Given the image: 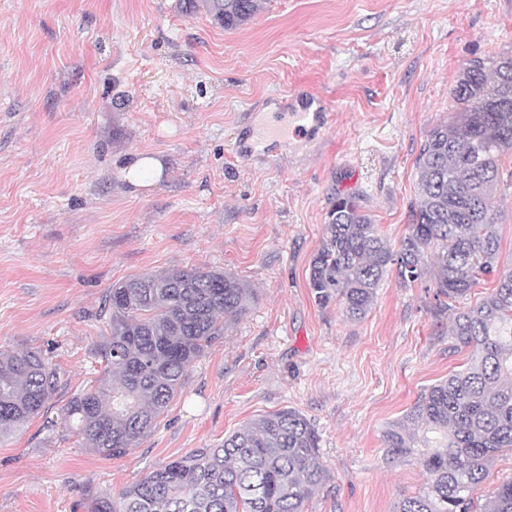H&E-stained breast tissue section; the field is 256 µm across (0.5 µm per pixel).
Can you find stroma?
<instances>
[{
  "instance_id": "stroma-1",
  "label": "stroma",
  "mask_w": 512,
  "mask_h": 512,
  "mask_svg": "<svg viewBox=\"0 0 512 512\" xmlns=\"http://www.w3.org/2000/svg\"><path fill=\"white\" fill-rule=\"evenodd\" d=\"M503 51L512 0H267L234 31L190 0H0V348L62 373L46 417L0 441V512H86L92 494L288 407L320 436L325 480L304 512H393L421 494L418 456L388 455L383 432L469 353L422 286L387 276L351 322L316 304L309 265L340 194L399 243L426 132L451 118L465 64ZM303 80L330 100V129L267 151ZM140 154L164 171L135 188ZM493 207L497 272L457 309L512 270V188ZM172 268L232 273L257 298L152 432L100 456L58 418L102 374V299Z\"/></svg>"
}]
</instances>
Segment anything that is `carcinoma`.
Instances as JSON below:
<instances>
[{"mask_svg":"<svg viewBox=\"0 0 512 512\" xmlns=\"http://www.w3.org/2000/svg\"><path fill=\"white\" fill-rule=\"evenodd\" d=\"M264 0H205L226 30L247 24ZM512 52L470 61L452 89L454 113L426 133L415 160L409 231L396 246L352 196L327 214L308 284L321 307L350 320L371 309L382 280L427 284L439 317L493 272L499 238L490 200L512 154ZM252 288L231 273L171 269L131 276L108 291L105 333L93 356L97 385L73 393L62 424L105 457L127 453L150 432L194 361L244 315ZM456 349L467 367L425 389L383 438L395 456L419 455L427 491L400 499L394 512H470L469 492L491 460L512 451V272L472 308L453 313ZM60 371L42 353L0 350V439L47 413ZM320 437L299 411L262 415L210 448H195L124 488L90 499L87 512H303L324 481ZM481 512H512V481L494 489Z\"/></svg>","mask_w":512,"mask_h":512,"instance_id":"obj_1","label":"carcinoma"}]
</instances>
